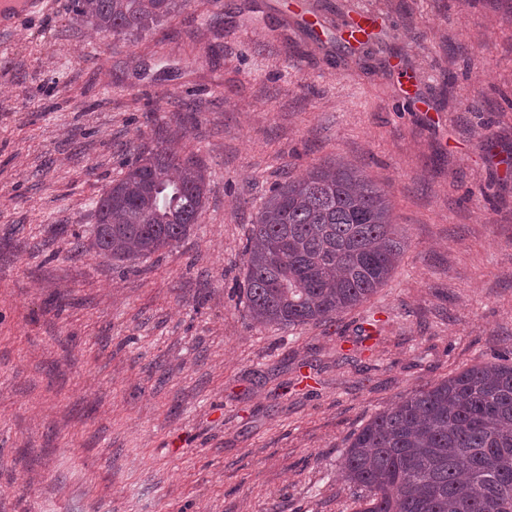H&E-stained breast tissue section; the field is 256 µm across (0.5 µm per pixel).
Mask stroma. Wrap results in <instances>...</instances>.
I'll use <instances>...</instances> for the list:
<instances>
[{"mask_svg":"<svg viewBox=\"0 0 512 512\" xmlns=\"http://www.w3.org/2000/svg\"><path fill=\"white\" fill-rule=\"evenodd\" d=\"M54 2L0 36V512H357L354 433L512 361V0H302L314 33L291 0H188L125 38ZM160 145L208 173L190 234L76 250ZM336 163L385 194L397 267L335 321L253 325L263 197Z\"/></svg>","mask_w":512,"mask_h":512,"instance_id":"35a3bbf8","label":"stroma"}]
</instances>
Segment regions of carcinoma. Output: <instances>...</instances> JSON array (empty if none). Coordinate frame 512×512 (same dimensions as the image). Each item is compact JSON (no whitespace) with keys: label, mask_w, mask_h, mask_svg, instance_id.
Wrapping results in <instances>:
<instances>
[{"label":"carcinoma","mask_w":512,"mask_h":512,"mask_svg":"<svg viewBox=\"0 0 512 512\" xmlns=\"http://www.w3.org/2000/svg\"><path fill=\"white\" fill-rule=\"evenodd\" d=\"M186 0H75L74 20L126 36ZM198 161L138 158L100 197L89 247L135 261L185 238L206 198ZM403 252L384 194L345 166L278 183L245 247V307L259 325L331 322L367 300ZM358 512H512V363L472 366L378 413L352 438Z\"/></svg>","instance_id":"carcinoma-1"}]
</instances>
